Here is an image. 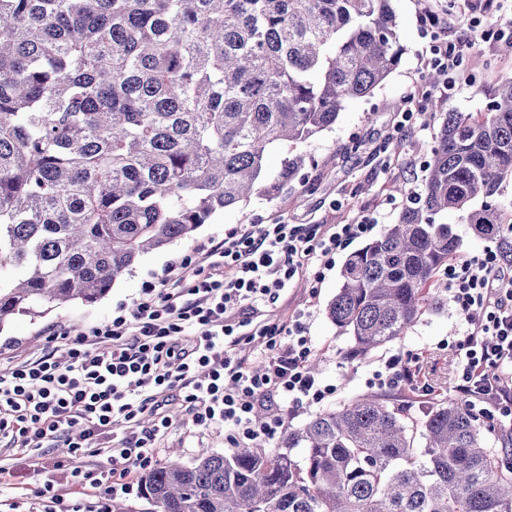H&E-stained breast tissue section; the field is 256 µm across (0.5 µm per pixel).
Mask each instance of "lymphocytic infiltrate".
<instances>
[{
  "instance_id": "1",
  "label": "lymphocytic infiltrate",
  "mask_w": 512,
  "mask_h": 512,
  "mask_svg": "<svg viewBox=\"0 0 512 512\" xmlns=\"http://www.w3.org/2000/svg\"><path fill=\"white\" fill-rule=\"evenodd\" d=\"M421 24L432 31L426 65L439 75L437 90L453 96L448 76L471 39L449 37L437 0H423ZM377 224L369 214L330 226L251 224L199 260L184 257L192 277L147 285L134 310L117 305L108 322L80 336L53 328L49 341L60 344L66 362L48 352L0 370V447L29 448L38 468L68 471L72 483L89 479L118 497L129 494L132 472L157 466L174 403L190 410L193 425L223 428L230 443L274 437L281 402L319 403L331 389L308 367V312L283 326L263 319L262 310L304 265L330 266ZM443 274L450 301L471 326L460 344L457 391L467 404L512 419V225H501L481 253L450 260ZM255 342L262 346L258 370L244 353ZM62 446L67 456L53 455ZM89 448L108 460L92 477L81 463Z\"/></svg>"
}]
</instances>
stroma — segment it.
<instances>
[{
  "label": "stroma",
  "instance_id": "stroma-1",
  "mask_svg": "<svg viewBox=\"0 0 512 512\" xmlns=\"http://www.w3.org/2000/svg\"><path fill=\"white\" fill-rule=\"evenodd\" d=\"M448 7V29L470 33L471 49L460 66L462 81L449 98L448 106L457 112L484 111L499 75L512 73V53L501 51L496 40L483 37L488 23L483 0H444ZM399 34L406 52L397 69L371 97L348 103L335 125L305 142L282 144L270 150L264 181L273 190L254 195L237 208L218 214L189 240L176 241L166 249L143 256L110 293L94 303H72L42 316H15L0 328V366L9 358L42 356L50 328L62 326L79 334L104 324L118 304L133 305L147 284L166 276L171 263L186 255L210 248L227 233L247 224H348L359 215L379 218L376 233L396 223L406 204L405 196L394 192L400 183L421 190L426 157L439 131L440 116L429 103L434 91L426 82L422 54L429 38L423 33L418 0H393ZM420 108V122L399 127L405 108ZM301 153L306 164L297 178L281 181V162L287 155ZM354 241L349 250L336 254L330 270L316 266L303 269L280 300L268 309L270 321L289 323L297 311L308 310L309 335L314 353L309 361L323 384L334 391L318 404L300 408L282 404L285 425L297 426L312 415L350 403L358 396L375 394L421 417L431 402L456 398L455 386L462 369L457 345L469 329L451 303L440 309H427L405 336L395 339L362 358L350 359L346 351L350 339L332 324L325 313L339 286V274L350 252L364 247ZM399 358L410 369L421 370L419 381L406 386L381 387L375 378L386 361ZM172 425L165 440L166 449H177L184 463L212 454H230L220 429L202 431L193 427L185 408L171 409ZM9 471L0 476V497L32 504L45 481L44 475L29 470L23 451H13Z\"/></svg>",
  "mask_w": 512,
  "mask_h": 512
}]
</instances>
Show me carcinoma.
<instances>
[{
  "mask_svg": "<svg viewBox=\"0 0 512 512\" xmlns=\"http://www.w3.org/2000/svg\"><path fill=\"white\" fill-rule=\"evenodd\" d=\"M404 52L391 0H0V327L94 303L142 255L270 192L269 148L331 127ZM435 108L422 190L349 256L326 308L351 358L436 301L459 246L437 215L460 212L483 238L502 224L512 73L487 112ZM303 165L284 158L281 180ZM139 494L155 512H512V464L462 401L431 404L416 428L367 394L275 451L173 457Z\"/></svg>",
  "mask_w": 512,
  "mask_h": 512,
  "instance_id": "carcinoma-1",
  "label": "carcinoma"
}]
</instances>
